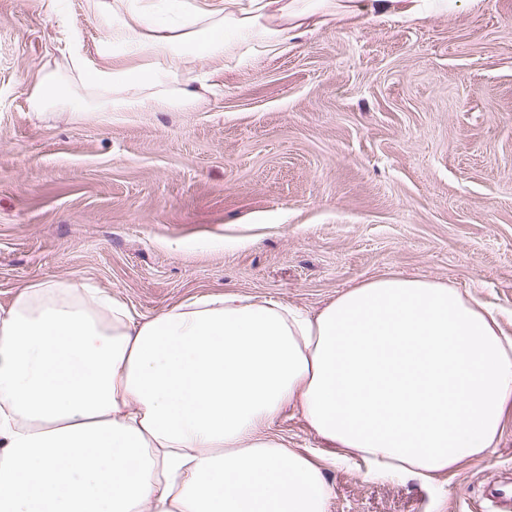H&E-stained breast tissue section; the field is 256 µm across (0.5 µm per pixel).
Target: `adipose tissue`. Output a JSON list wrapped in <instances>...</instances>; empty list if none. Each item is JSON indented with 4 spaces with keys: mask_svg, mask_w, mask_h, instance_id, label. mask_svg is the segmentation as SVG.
I'll return each instance as SVG.
<instances>
[{
    "mask_svg": "<svg viewBox=\"0 0 512 512\" xmlns=\"http://www.w3.org/2000/svg\"><path fill=\"white\" fill-rule=\"evenodd\" d=\"M355 0H95L111 24L72 68L98 89L70 111L193 107L191 64ZM132 65H125V58ZM298 408L378 476L429 478L493 448L512 414V337L458 288L390 274L316 315L236 293L134 319L75 280L26 286L0 308V512H329L321 467L267 433Z\"/></svg>",
    "mask_w": 512,
    "mask_h": 512,
    "instance_id": "obj_1",
    "label": "adipose tissue"
}]
</instances>
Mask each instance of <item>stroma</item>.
Here are the masks:
<instances>
[{
  "label": "stroma",
  "mask_w": 512,
  "mask_h": 512,
  "mask_svg": "<svg viewBox=\"0 0 512 512\" xmlns=\"http://www.w3.org/2000/svg\"><path fill=\"white\" fill-rule=\"evenodd\" d=\"M0 0V307L76 279L153 317L236 291L315 312L390 273L512 310V0H423L343 15L277 51L199 61L191 110L40 121L55 72L94 97L69 35L100 65L92 0ZM271 435L320 457L330 512H512V415L497 448L425 483L334 465L295 410ZM56 79L52 75H46L38 84L36 92L31 98L32 107L36 111L54 105L59 95L55 92Z\"/></svg>",
  "instance_id": "obj_1"
}]
</instances>
